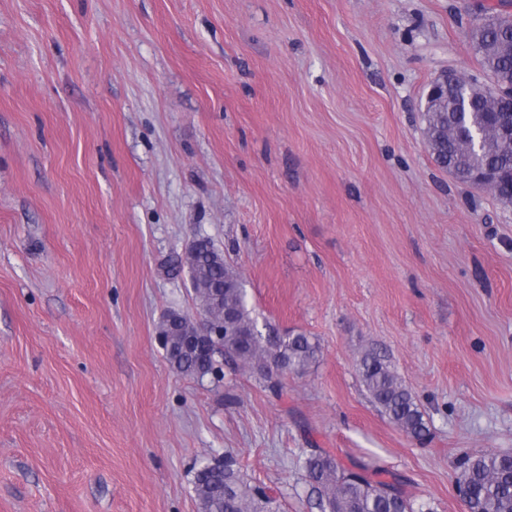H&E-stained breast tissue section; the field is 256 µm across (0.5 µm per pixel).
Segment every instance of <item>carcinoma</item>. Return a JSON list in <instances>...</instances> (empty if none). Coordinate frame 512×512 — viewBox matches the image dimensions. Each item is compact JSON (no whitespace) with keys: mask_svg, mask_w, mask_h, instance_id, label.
Segmentation results:
<instances>
[{"mask_svg":"<svg viewBox=\"0 0 512 512\" xmlns=\"http://www.w3.org/2000/svg\"><path fill=\"white\" fill-rule=\"evenodd\" d=\"M482 49L476 51L483 72L512 73V24L476 29ZM461 120L457 112L428 113L432 156L441 168L456 170L459 181L465 173L491 168L501 174L496 197L512 202V138L496 130L488 135L482 151L461 146L451 136ZM197 303L208 307L217 322L228 320L224 333L210 342L204 356L185 347L190 321L180 313L162 318L158 329L166 333L165 356L177 372L204 378L222 370L229 358L261 374L274 362L279 374L300 373L316 361L320 346L304 333L265 337L246 306L238 270L224 259L211 240L201 238L192 258L185 263ZM357 371L372 403L408 436L422 440L430 432L424 413L385 356L372 350L359 360ZM306 476L319 494L320 512H414L412 503L396 483L374 480L366 474L343 469L328 452L316 450L304 462ZM459 482L464 485L469 512H512V454L490 453L459 461ZM194 489L200 512H277L275 499L265 488L252 485L236 458L199 465Z\"/></svg>","mask_w":512,"mask_h":512,"instance_id":"carcinoma-1","label":"carcinoma"}]
</instances>
